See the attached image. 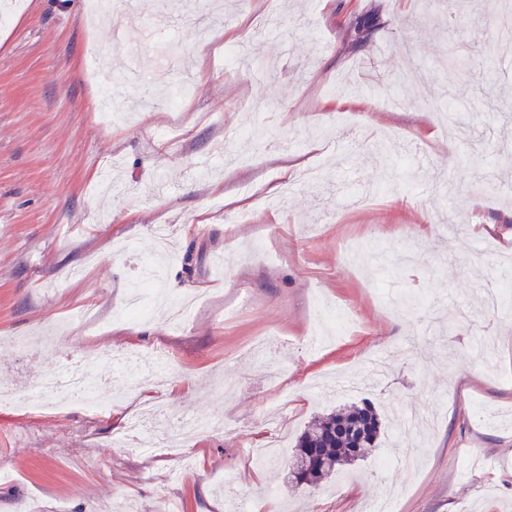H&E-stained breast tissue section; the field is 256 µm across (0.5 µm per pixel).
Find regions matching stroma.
Masks as SVG:
<instances>
[{"instance_id":"stroma-1","label":"stroma","mask_w":512,"mask_h":512,"mask_svg":"<svg viewBox=\"0 0 512 512\" xmlns=\"http://www.w3.org/2000/svg\"><path fill=\"white\" fill-rule=\"evenodd\" d=\"M111 2L94 22L87 0H0V388L25 395L75 367L99 396L126 390L100 415L0 407V512H360L385 493L394 512H512V297L484 310L512 283L503 0H155L175 34L164 61L152 18ZM94 59L112 77L104 104ZM276 149L321 178L282 182ZM159 225L161 288L204 300L150 332L115 314ZM324 302L355 325L313 345ZM29 337L43 347L14 350ZM269 339L274 382L253 348ZM112 350L138 353V370L119 376ZM159 394L211 432L148 456L126 446ZM283 398V448L256 465ZM365 399L377 448L293 486L286 462L311 421Z\"/></svg>"}]
</instances>
